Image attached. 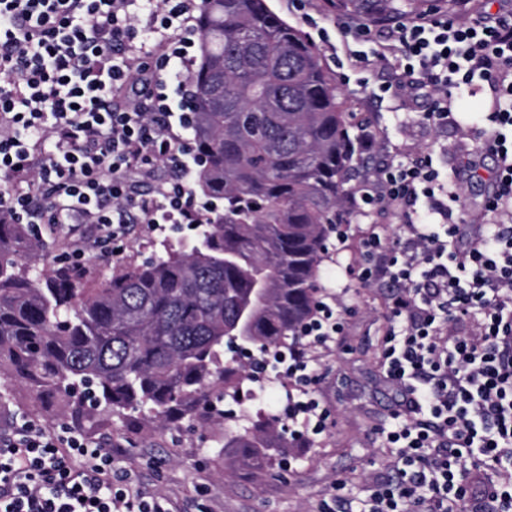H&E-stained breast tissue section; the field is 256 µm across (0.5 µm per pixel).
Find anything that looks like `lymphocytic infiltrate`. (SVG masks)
<instances>
[{
	"mask_svg": "<svg viewBox=\"0 0 512 512\" xmlns=\"http://www.w3.org/2000/svg\"><path fill=\"white\" fill-rule=\"evenodd\" d=\"M506 0H454L453 16L431 9L346 25L352 62L374 27V53L397 58L394 86L436 93L426 117L457 124L450 88L486 85L487 126L477 145L498 159L483 213L455 216L463 198L439 179L432 154L388 160L350 198L353 212L378 206L404 219L402 236L364 240L357 276L388 283L387 379L403 393L384 442L396 449L389 482L360 512H512V7ZM202 0H0V223L93 224L89 251L113 256L130 224L207 223L198 198L192 127V50ZM164 164L174 178L157 180ZM151 180L149 191L138 188ZM424 210H416L417 201ZM343 328L339 300L321 302L288 351L260 358L294 392L279 416L311 421L297 442L330 417L312 397V350ZM460 329L449 337V329ZM111 448L28 425L0 435V512H166L159 499L116 485Z\"/></svg>",
	"mask_w": 512,
	"mask_h": 512,
	"instance_id": "lymphocytic-infiltrate-1",
	"label": "lymphocytic infiltrate"
}]
</instances>
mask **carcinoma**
Wrapping results in <instances>:
<instances>
[{"instance_id": "cac0c4a2", "label": "carcinoma", "mask_w": 512, "mask_h": 512, "mask_svg": "<svg viewBox=\"0 0 512 512\" xmlns=\"http://www.w3.org/2000/svg\"><path fill=\"white\" fill-rule=\"evenodd\" d=\"M197 27L195 188L224 201L198 243L90 287L66 265L30 276L37 242L0 223V364L68 393L91 384L95 405L146 408L165 427L199 405L219 413L213 385L237 392L246 365L223 359L225 343L286 348L313 317L355 172L335 75L268 0H203ZM225 447L268 459L289 439L262 417Z\"/></svg>"}]
</instances>
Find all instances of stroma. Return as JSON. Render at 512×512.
<instances>
[{
  "label": "stroma",
  "instance_id": "stroma-1",
  "mask_svg": "<svg viewBox=\"0 0 512 512\" xmlns=\"http://www.w3.org/2000/svg\"><path fill=\"white\" fill-rule=\"evenodd\" d=\"M345 57L328 59L340 81L339 90L357 114L358 126L373 125L389 145H406L415 153L441 151V175L476 213L487 195L488 181L471 178L458 156L466 147L455 127L434 126L424 114L427 98L402 103L381 90L391 75L380 64L345 70ZM401 234L389 212L366 208L351 218L344 240H331L330 254L320 266L323 293L337 295L347 310L344 328L331 347L314 351L318 381L314 396L330 412L325 432L311 436L303 448H277L270 461H253L243 449L224 445L225 435L255 415L275 414L283 389L273 384L259 407L224 401L225 414L196 411L171 429L160 428L148 412L117 413L90 408L50 387L0 370V431L29 422L53 431L77 427L89 442H111L114 466L133 486L164 498L177 512H319L330 505L348 512L369 486L389 474L388 449L378 433L390 428L398 394L385 379L380 357L387 339L388 288L360 282L355 270L362 242L372 229ZM29 233L39 249L31 269L44 274L62 263L68 241H90V224L72 225L68 236L49 240L47 227L32 224ZM200 230L191 224H134L122 253L112 259L89 257L85 277L97 282L162 256L167 248L188 247Z\"/></svg>",
  "mask_w": 512,
  "mask_h": 512
}]
</instances>
